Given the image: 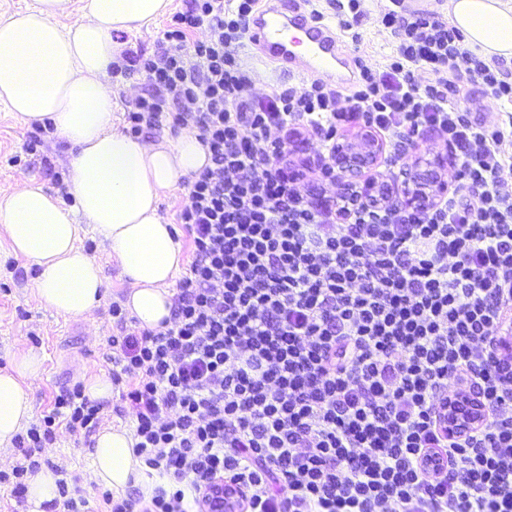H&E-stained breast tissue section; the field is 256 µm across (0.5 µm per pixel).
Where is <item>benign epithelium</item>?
<instances>
[{"label": "benign epithelium", "instance_id": "1", "mask_svg": "<svg viewBox=\"0 0 512 512\" xmlns=\"http://www.w3.org/2000/svg\"><path fill=\"white\" fill-rule=\"evenodd\" d=\"M386 152V143L369 125L360 128L353 139L333 143L328 171L337 186V198L349 204L362 203L375 208L400 205L423 210L448 194L443 172L448 167V152L436 151L425 161L414 159L385 179L372 173ZM490 357L500 374L512 377V342L506 336L490 338ZM448 435L463 441L485 420L479 386L448 396Z\"/></svg>", "mask_w": 512, "mask_h": 512}]
</instances>
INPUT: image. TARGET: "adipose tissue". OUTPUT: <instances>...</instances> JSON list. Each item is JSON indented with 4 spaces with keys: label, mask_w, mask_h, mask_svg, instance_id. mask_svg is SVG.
I'll list each match as a JSON object with an SVG mask.
<instances>
[{
    "label": "adipose tissue",
    "mask_w": 512,
    "mask_h": 512,
    "mask_svg": "<svg viewBox=\"0 0 512 512\" xmlns=\"http://www.w3.org/2000/svg\"><path fill=\"white\" fill-rule=\"evenodd\" d=\"M172 0H37L0 17V103L19 119L52 123L71 147L67 188L77 205L28 178L0 189V235L40 272L33 290L46 308L89 319L104 294L99 261L82 249L86 231L103 238L128 285L123 306L139 328L162 331L171 318L172 285L184 252L159 214L168 194L210 163L195 130L151 141L119 130L110 71L120 47L113 32H136L165 14ZM448 19L485 59L512 61V0H448ZM34 351L0 371V447L30 423V383L42 372ZM137 439L123 425L94 437L91 478L124 492L143 481Z\"/></svg>",
    "instance_id": "adipose-tissue-1"
}]
</instances>
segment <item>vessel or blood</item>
Segmentation results:
<instances>
[{
	"mask_svg": "<svg viewBox=\"0 0 512 512\" xmlns=\"http://www.w3.org/2000/svg\"><path fill=\"white\" fill-rule=\"evenodd\" d=\"M247 44L289 75L316 74L339 85L346 81L335 31L302 10L299 0H268L249 21Z\"/></svg>",
	"mask_w": 512,
	"mask_h": 512,
	"instance_id": "1",
	"label": "vessel or blood"
}]
</instances>
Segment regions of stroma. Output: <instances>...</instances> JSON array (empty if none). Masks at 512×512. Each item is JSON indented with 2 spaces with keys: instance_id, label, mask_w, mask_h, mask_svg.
<instances>
[{
  "instance_id": "stroma-1",
  "label": "stroma",
  "mask_w": 512,
  "mask_h": 512,
  "mask_svg": "<svg viewBox=\"0 0 512 512\" xmlns=\"http://www.w3.org/2000/svg\"><path fill=\"white\" fill-rule=\"evenodd\" d=\"M186 0H172L169 14L158 17L135 33L116 32L114 40L122 50L146 54L156 53L163 31L173 13L184 10ZM388 0H362L361 13L342 27L334 17L327 0L321 11L326 22L336 26L337 35L348 50L349 57H362L375 69H384L395 48V39L381 24L389 9ZM449 96L462 102L477 118L498 112L499 106L490 92L459 73L448 90ZM40 136L35 150H28L32 136ZM69 145L59 141L54 131L38 133L35 126L18 120L5 105L0 104V186L19 185L28 176L43 183L54 195H61L60 181L68 174ZM82 247L100 262L104 276V296L90 321L64 318L45 308L36 298L32 284L38 269L23 257L14 255L6 238L0 237V369L10 366L14 355L23 350H35L44 356L43 372L31 385L35 418L50 410L54 398L81 380L82 366L111 372L107 358L109 336L119 334L111 309L121 303L127 290L120 271L104 242L87 233ZM93 439L84 431H72L58 426L41 452V463L65 469L78 477L87 501L85 512H100V489L90 477L89 453Z\"/></svg>"
}]
</instances>
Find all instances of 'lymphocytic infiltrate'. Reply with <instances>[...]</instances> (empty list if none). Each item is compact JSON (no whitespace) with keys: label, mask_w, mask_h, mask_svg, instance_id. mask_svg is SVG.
<instances>
[{"label":"lymphocytic infiltrate","mask_w":512,"mask_h":512,"mask_svg":"<svg viewBox=\"0 0 512 512\" xmlns=\"http://www.w3.org/2000/svg\"><path fill=\"white\" fill-rule=\"evenodd\" d=\"M257 5L190 0L159 51L112 66L149 85L126 107L131 134L189 125L211 154L178 215L190 263L170 327L108 339L136 452L167 478L142 512H212L218 492L240 512H512V382L484 344L512 320V121L448 96L461 69L509 105L512 83L436 14L391 11L396 54L349 95L315 80L256 96L240 52ZM351 121L381 132L396 165L435 129L459 192L422 211H344L312 191L289 144L309 128L330 146ZM471 383L486 421L458 444L438 413ZM100 412L82 385L56 396L18 441L14 494L56 421L89 430Z\"/></svg>","instance_id":"lymphocytic-infiltrate-1"}]
</instances>
